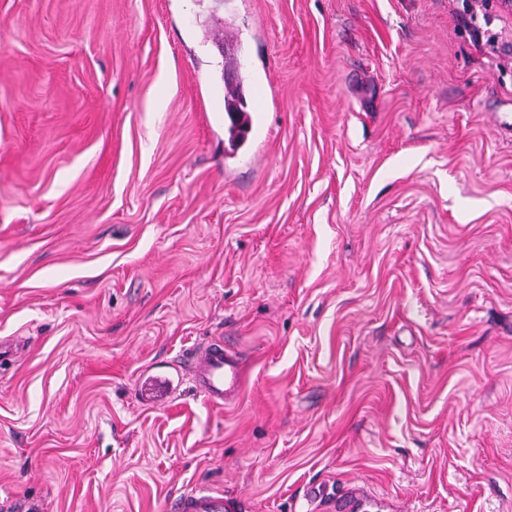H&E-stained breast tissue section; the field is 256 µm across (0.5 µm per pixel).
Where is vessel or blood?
<instances>
[{"label":"vessel or blood","instance_id":"1","mask_svg":"<svg viewBox=\"0 0 512 512\" xmlns=\"http://www.w3.org/2000/svg\"><path fill=\"white\" fill-rule=\"evenodd\" d=\"M201 392L211 402L222 403L227 393L241 386V371L236 355L224 349L223 342L205 346L190 359ZM170 512H228L223 496L204 488L184 492L171 501Z\"/></svg>","mask_w":512,"mask_h":512}]
</instances>
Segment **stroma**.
<instances>
[{
	"instance_id": "stroma-1",
	"label": "stroma",
	"mask_w": 512,
	"mask_h": 512,
	"mask_svg": "<svg viewBox=\"0 0 512 512\" xmlns=\"http://www.w3.org/2000/svg\"><path fill=\"white\" fill-rule=\"evenodd\" d=\"M472 10L496 44L462 0H0V512H512V17ZM190 365L201 392L213 403L224 402V395L241 386L238 358L224 350L222 341L210 343L195 353ZM228 509L223 495L213 494L205 488L184 492L169 505L172 512H227Z\"/></svg>"
}]
</instances>
